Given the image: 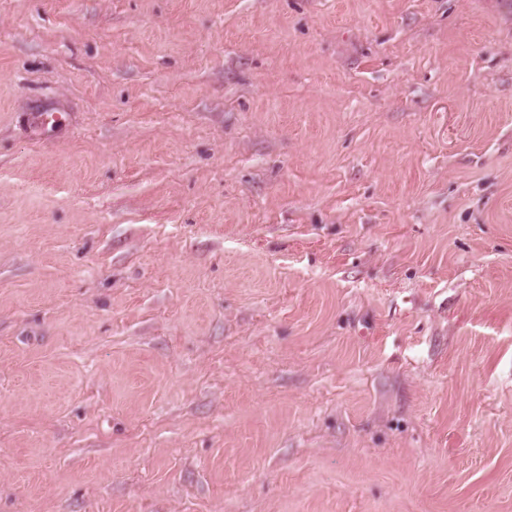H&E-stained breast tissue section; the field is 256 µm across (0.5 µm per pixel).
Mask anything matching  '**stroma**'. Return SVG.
<instances>
[{
    "instance_id": "1",
    "label": "stroma",
    "mask_w": 512,
    "mask_h": 512,
    "mask_svg": "<svg viewBox=\"0 0 512 512\" xmlns=\"http://www.w3.org/2000/svg\"><path fill=\"white\" fill-rule=\"evenodd\" d=\"M0 512H512V0H0Z\"/></svg>"
}]
</instances>
